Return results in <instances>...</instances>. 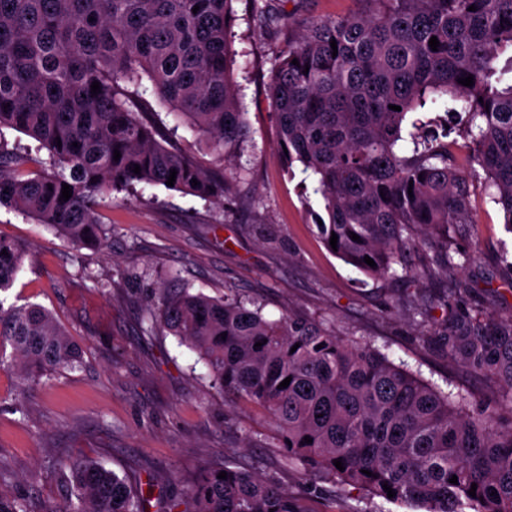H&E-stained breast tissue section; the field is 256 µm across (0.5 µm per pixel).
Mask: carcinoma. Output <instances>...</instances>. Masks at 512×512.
<instances>
[{
	"instance_id": "obj_1",
	"label": "carcinoma",
	"mask_w": 512,
	"mask_h": 512,
	"mask_svg": "<svg viewBox=\"0 0 512 512\" xmlns=\"http://www.w3.org/2000/svg\"><path fill=\"white\" fill-rule=\"evenodd\" d=\"M358 2L359 12L317 21L288 39L269 84L278 151L286 168L298 162L317 176L328 216L317 234L327 247L336 234L335 255L347 264L372 279L394 278L396 267L408 270L411 245L430 247L436 264L457 268L451 233L472 223L475 184L495 189L492 202L512 229V83L502 85L495 67L512 48V0ZM231 4L0 0V129L38 142L50 167L31 171L30 154L0 147V207L78 248L105 249L96 210L107 191L164 186L174 169L173 189L224 198L227 171L164 146L145 96H158L176 125L196 131L230 165L247 137L230 75ZM469 75L472 86L458 83ZM440 102L469 140L467 176L456 169L446 129L414 138L412 154L401 153L404 123L421 125L416 114ZM64 184L72 189L67 201L60 199ZM2 250L5 292L26 248L0 235ZM438 303L453 322L438 337L442 351L452 364L495 381L496 395L446 392L368 343L345 341L299 314L269 320L260 305L235 295L216 300L164 289L149 322L194 350L224 395L267 414L288 461L302 469L425 512H512V317L461 315L448 298ZM82 362L81 346L50 311L0 300L1 367L38 384ZM66 468L69 495L48 512H143L138 484L92 459H72ZM223 471L225 479L218 469L202 470L167 512H313L308 498L273 476L241 465Z\"/></svg>"
}]
</instances>
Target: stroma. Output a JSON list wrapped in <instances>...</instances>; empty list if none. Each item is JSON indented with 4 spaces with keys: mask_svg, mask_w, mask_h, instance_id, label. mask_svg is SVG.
<instances>
[{
    "mask_svg": "<svg viewBox=\"0 0 512 512\" xmlns=\"http://www.w3.org/2000/svg\"><path fill=\"white\" fill-rule=\"evenodd\" d=\"M254 0H233L231 78L249 131L235 155L223 200L202 199L139 184L112 193L99 209L110 230L107 250L86 248L75 261L71 242L19 212L0 207V235L30 254L6 292L8 302L51 311L80 343L84 364L27 386L0 369V494L45 512L64 495V463L91 457L106 469L139 480L144 512H163L182 495L202 466L233 461L276 475L294 493L320 505L336 493V512H404L382 499L289 465L275 423L258 409L225 402L195 352L147 317L161 288L176 283L219 299L225 289L257 299L266 318L298 313L345 340H362L394 363L439 387L455 384L489 397L493 382L452 367L435 341L448 327L436 307L512 316V230L483 186L471 195L469 224L456 228L452 248L460 268L442 272L407 253L408 273L374 280L328 251L314 222L323 208L303 174L288 175L277 149L278 128L267 89L270 72L289 35L316 20L347 17L358 0H265L284 26L266 27ZM165 146L213 158L196 134L176 125L159 100ZM466 281L465 296L453 295ZM260 442L247 444L249 434Z\"/></svg>",
    "mask_w": 512,
    "mask_h": 512,
    "instance_id": "1",
    "label": "stroma"
}]
</instances>
